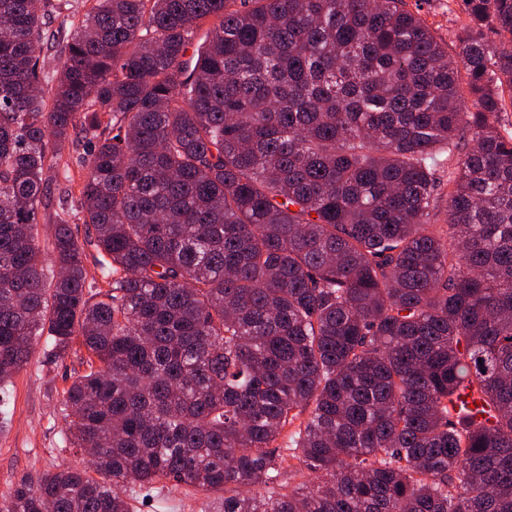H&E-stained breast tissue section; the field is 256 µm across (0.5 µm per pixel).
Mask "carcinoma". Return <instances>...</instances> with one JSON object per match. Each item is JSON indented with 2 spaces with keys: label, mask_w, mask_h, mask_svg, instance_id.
<instances>
[{
  "label": "carcinoma",
  "mask_w": 512,
  "mask_h": 512,
  "mask_svg": "<svg viewBox=\"0 0 512 512\" xmlns=\"http://www.w3.org/2000/svg\"><path fill=\"white\" fill-rule=\"evenodd\" d=\"M252 2L93 0L47 104L46 18L81 3L0 0V393L80 343L60 411L93 454L0 512L164 481L244 488L205 512H512V0H458L454 57L404 0ZM70 138L88 236L59 220L47 258ZM289 458L316 481L269 487ZM82 148H77L71 142H66L58 153V158L53 162V169L46 175H56V179H61L66 171L70 175L72 189L76 196L79 195L80 185L88 175V169L83 159ZM60 217L64 218L69 224H71L72 230L80 242L86 237V225L81 224V221H78L74 217L71 210L67 214L62 212L59 206L58 196H56L55 193V196L51 197L49 206H47L45 210L42 209L41 212L40 227L42 245H47L49 242L53 231V224H56Z\"/></svg>",
  "instance_id": "cac0c4a2"
}]
</instances>
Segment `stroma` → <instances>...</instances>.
Returning a JSON list of instances; mask_svg holds the SVG:
<instances>
[{"mask_svg": "<svg viewBox=\"0 0 512 512\" xmlns=\"http://www.w3.org/2000/svg\"><path fill=\"white\" fill-rule=\"evenodd\" d=\"M407 10L420 14L434 36L454 48L462 15L449 9L448 0H405ZM86 350L73 346L59 357L37 343L30 361L12 378L8 392V422L0 427V499L29 475L56 470L60 464L84 467L82 454L71 448L58 400L83 374ZM212 493L190 485L168 487L136 504L135 512H202Z\"/></svg>", "mask_w": 512, "mask_h": 512, "instance_id": "stroma-1", "label": "stroma"}]
</instances>
